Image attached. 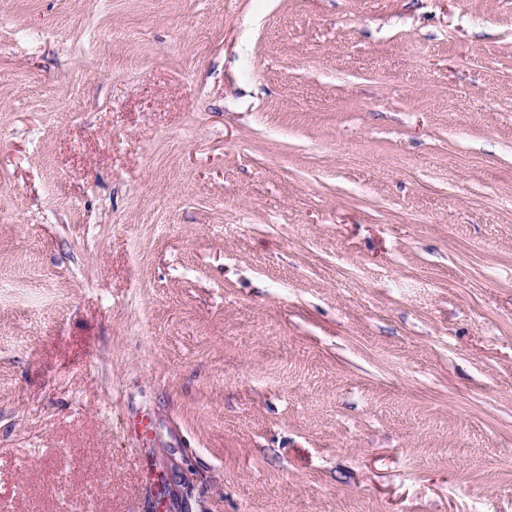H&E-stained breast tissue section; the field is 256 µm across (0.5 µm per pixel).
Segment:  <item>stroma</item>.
Here are the masks:
<instances>
[{"label":"stroma","instance_id":"obj_1","mask_svg":"<svg viewBox=\"0 0 512 512\" xmlns=\"http://www.w3.org/2000/svg\"><path fill=\"white\" fill-rule=\"evenodd\" d=\"M0 505L512 512V0H0Z\"/></svg>","mask_w":512,"mask_h":512}]
</instances>
